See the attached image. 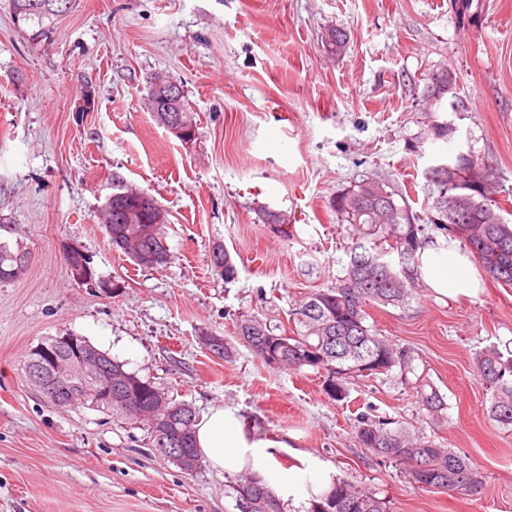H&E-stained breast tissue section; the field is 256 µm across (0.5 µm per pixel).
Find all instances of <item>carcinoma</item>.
<instances>
[{
  "label": "carcinoma",
  "mask_w": 512,
  "mask_h": 512,
  "mask_svg": "<svg viewBox=\"0 0 512 512\" xmlns=\"http://www.w3.org/2000/svg\"><path fill=\"white\" fill-rule=\"evenodd\" d=\"M15 17L38 27L33 36L47 32V22L65 13L72 0H12ZM166 88L148 95V108L155 121L167 127L170 111L177 110L183 125L196 132V113L186 97L171 109L159 105ZM449 123L430 120L422 141H451ZM438 162L451 166L447 180L436 184L438 195L419 215L390 181L366 177L354 182L331 201L336 219L351 228V242L343 275L330 286L312 293L293 310L291 334L276 333L278 327L246 318L237 324V334L267 365L288 366L296 371L311 368L323 375V390L334 401L348 397L349 384L359 378L378 377L399 369L414 372V352L397 347L365 324V307L370 303L398 306L423 285L419 250L430 233H443L459 248L474 254L476 244L483 270L494 280L512 286V224L503 220L497 200L491 197L488 171L473 156ZM112 193L104 203L105 229L110 242L134 264L151 269L170 262L164 247L166 224L157 222L159 211L142 199L144 191L112 173ZM266 223L277 225L275 233L287 240L293 235L285 214L267 210ZM19 258H30L21 245L11 247L0 240V282L12 281L10 274ZM99 361L112 368V409L130 411L126 403L161 405L170 410L172 436L187 437L194 447L195 407L169 398L168 393L123 365L100 353ZM475 372L489 400V415L505 429H512V350L493 347L475 361ZM419 409L432 421H440L447 409L445 398L428 380L414 385ZM360 447L372 455L409 465L408 477L423 489L476 495L483 488L482 475L466 456L438 446L424 435H414L405 426L388 427L386 421L362 418L355 428ZM239 512H280V503L259 475L247 478L236 488ZM307 512H386V504L375 494L355 488L339 478Z\"/></svg>",
  "instance_id": "1"
}]
</instances>
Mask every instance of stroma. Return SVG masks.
<instances>
[{
  "mask_svg": "<svg viewBox=\"0 0 512 512\" xmlns=\"http://www.w3.org/2000/svg\"><path fill=\"white\" fill-rule=\"evenodd\" d=\"M332 28L347 33L345 53L329 51ZM32 31L0 0V238L31 254L0 283V512H238L240 477L206 462L186 473L144 421L42 397L27 355L66 331L199 412L237 409L281 442V470L302 451L387 512H512V431L490 417L474 373L480 352L512 345V287L480 264L476 296L425 286L405 306L366 308L367 325L413 348L417 374L444 395L436 424L399 372L355 381L336 402L319 373L267 366L235 333L250 317L287 324L341 275L349 230L330 201L359 175L393 180L420 213L437 157L468 150L512 223V0H73L47 35ZM436 68L454 76L462 111L427 107ZM154 73L181 82L197 114L192 147L149 111ZM433 118L454 123L453 143H420ZM116 172L167 210V266H136L109 245L102 205ZM267 209L288 216L290 240L265 224ZM219 243L229 279L210 259ZM72 246L91 281L72 278ZM211 332L231 361L202 343ZM362 414L466 455L481 493L411 483L406 465L359 447Z\"/></svg>",
  "mask_w": 512,
  "mask_h": 512,
  "instance_id": "1",
  "label": "stroma"
}]
</instances>
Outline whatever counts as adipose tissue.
<instances>
[{
    "instance_id": "obj_1",
    "label": "adipose tissue",
    "mask_w": 512,
    "mask_h": 512,
    "mask_svg": "<svg viewBox=\"0 0 512 512\" xmlns=\"http://www.w3.org/2000/svg\"><path fill=\"white\" fill-rule=\"evenodd\" d=\"M421 270L428 286L448 297L476 295L469 275L470 260L465 253L448 248L424 246L420 254ZM195 444L210 465L228 475L260 474L267 484L280 488L284 503L309 504L329 490L333 472L322 462L308 458L302 468L283 473L275 465L278 443L246 430L235 409L212 407L196 425Z\"/></svg>"
}]
</instances>
